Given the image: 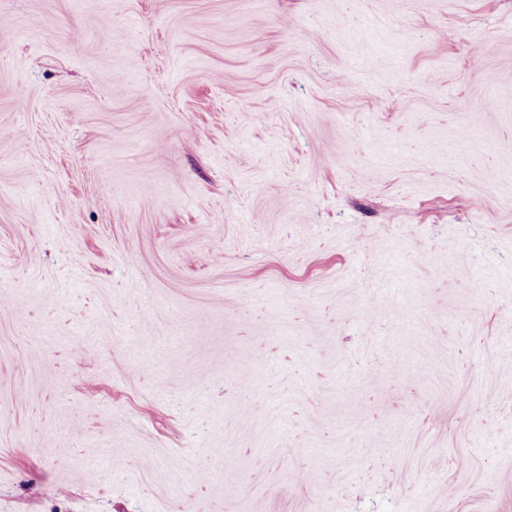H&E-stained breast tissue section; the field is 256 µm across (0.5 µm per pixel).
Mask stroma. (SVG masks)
<instances>
[{
  "label": "stroma",
  "mask_w": 512,
  "mask_h": 512,
  "mask_svg": "<svg viewBox=\"0 0 512 512\" xmlns=\"http://www.w3.org/2000/svg\"><path fill=\"white\" fill-rule=\"evenodd\" d=\"M0 512H512V0H0Z\"/></svg>",
  "instance_id": "obj_1"
}]
</instances>
